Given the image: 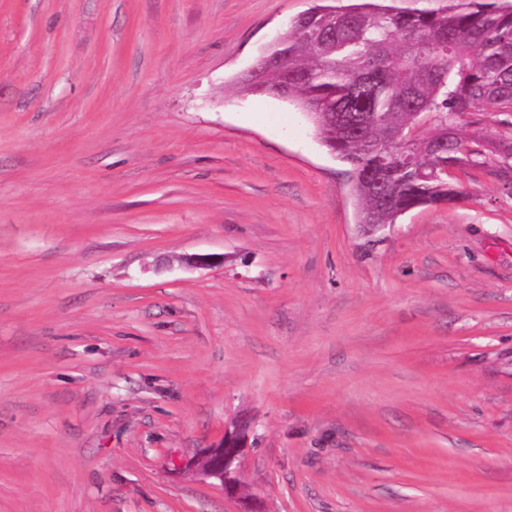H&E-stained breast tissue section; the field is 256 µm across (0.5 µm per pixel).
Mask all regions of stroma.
<instances>
[{
    "label": "stroma",
    "mask_w": 512,
    "mask_h": 512,
    "mask_svg": "<svg viewBox=\"0 0 512 512\" xmlns=\"http://www.w3.org/2000/svg\"><path fill=\"white\" fill-rule=\"evenodd\" d=\"M309 5L0 0V512H512V185L364 235ZM247 451L245 435L236 427L225 428L223 442L210 448L203 461V475L215 480L227 497H236L240 492Z\"/></svg>",
    "instance_id": "obj_1"
}]
</instances>
